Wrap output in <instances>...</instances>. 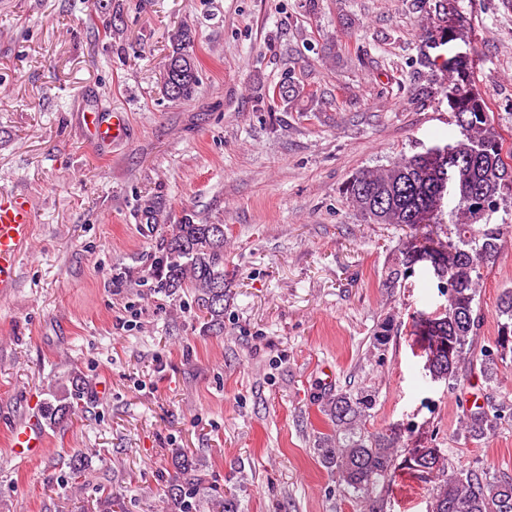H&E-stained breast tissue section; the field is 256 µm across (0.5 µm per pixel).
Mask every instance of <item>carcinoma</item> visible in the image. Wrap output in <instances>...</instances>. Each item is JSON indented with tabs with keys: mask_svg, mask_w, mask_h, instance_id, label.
<instances>
[{
	"mask_svg": "<svg viewBox=\"0 0 512 512\" xmlns=\"http://www.w3.org/2000/svg\"><path fill=\"white\" fill-rule=\"evenodd\" d=\"M196 30L179 26L170 36L162 93L172 102L190 99L199 83L193 53ZM439 40L428 33L419 48V64L440 68L453 82L448 106L459 137L449 135L444 155L429 147L404 155L376 170H362L344 184L349 207L368 224H405L411 228L441 223L445 201L452 200L455 222L446 239L411 234L399 245L387 275L390 288L415 274L416 256L431 257L438 287L448 291V306L416 326L426 337L429 377L447 384L456 394L461 430L479 442L495 435L512 418V404L488 394L498 378L499 366L512 358V290H504L496 309L494 338L480 341L482 323L480 288L485 272L496 264L504 243L502 225L491 224L489 213L512 199V146L494 126L484 98L469 87L473 59L461 52L443 64L431 51ZM452 185L451 191L444 186ZM158 262V286L168 293L186 290L206 328L224 332V225H172ZM394 318H383L373 333V347L383 352L394 330ZM79 384L64 383L45 400L43 416L55 426L75 413ZM375 399L366 390L340 391L322 399L321 410L331 423L320 434L316 451L321 464L369 505L380 500L385 481L397 468L401 429L391 427L374 434L366 429ZM173 466L181 478L167 488L170 512H239L238 496L219 492L208 484L203 461L175 450ZM422 465L437 480L428 512H512V476L481 463L470 469L452 465L442 449Z\"/></svg>",
	"mask_w": 512,
	"mask_h": 512,
	"instance_id": "1",
	"label": "carcinoma"
}]
</instances>
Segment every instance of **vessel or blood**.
<instances>
[{"instance_id": "1", "label": "vessel or blood", "mask_w": 512, "mask_h": 512, "mask_svg": "<svg viewBox=\"0 0 512 512\" xmlns=\"http://www.w3.org/2000/svg\"><path fill=\"white\" fill-rule=\"evenodd\" d=\"M80 122L92 139L101 143L122 139L128 127L124 113L95 108L81 112ZM33 230V213L28 204L18 199H0V296L12 293L19 284V257ZM8 446L16 457L34 459L42 454L45 437L36 426L16 424L8 430Z\"/></svg>"}]
</instances>
